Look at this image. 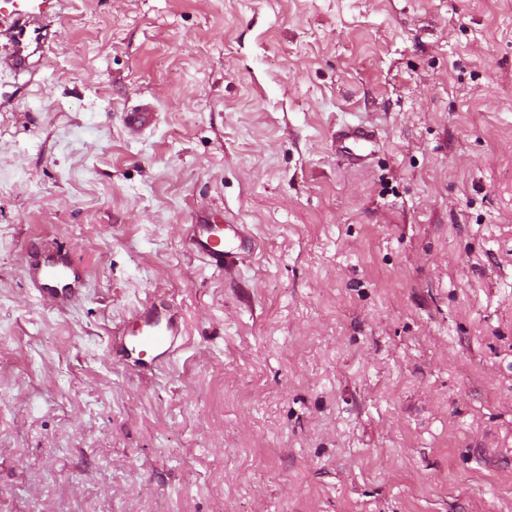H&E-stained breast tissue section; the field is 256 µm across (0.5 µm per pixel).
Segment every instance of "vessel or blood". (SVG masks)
Masks as SVG:
<instances>
[{"mask_svg":"<svg viewBox=\"0 0 512 512\" xmlns=\"http://www.w3.org/2000/svg\"><path fill=\"white\" fill-rule=\"evenodd\" d=\"M9 49L0 66L20 73L30 68L33 57L43 51L48 33L26 14H17L7 32ZM374 135L368 128L348 126L337 134V148L354 164L364 163ZM188 246L201 259L220 267H234L252 251L253 241L243 224H216L206 218L188 227ZM25 275L30 288L51 305L66 308L84 295L85 278L68 250L49 246L43 237L32 238L25 250ZM179 329L167 310L145 306L136 312V326L121 336L126 357L156 369L170 364L178 351Z\"/></svg>","mask_w":512,"mask_h":512,"instance_id":"1","label":"vessel or blood"}]
</instances>
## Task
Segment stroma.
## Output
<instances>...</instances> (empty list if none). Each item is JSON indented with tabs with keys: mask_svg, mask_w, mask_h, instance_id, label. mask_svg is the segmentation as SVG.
<instances>
[{
	"mask_svg": "<svg viewBox=\"0 0 512 512\" xmlns=\"http://www.w3.org/2000/svg\"><path fill=\"white\" fill-rule=\"evenodd\" d=\"M20 10L0 512H512V0H0V52ZM206 209L250 262L187 249ZM38 235L85 268L67 311ZM152 302L185 345L140 373L112 336ZM9 49L4 57H0V68L20 73L28 70L33 57L43 51L48 33L44 26H36L23 13H17L7 32ZM373 131L368 128L357 126H346L337 133V149L352 164L364 163L370 153H367L369 145L374 143ZM25 275L29 287L52 306H72L84 295L80 265L68 250L49 246L41 236L33 237L26 246Z\"/></svg>",
	"mask_w": 512,
	"mask_h": 512,
	"instance_id": "35a3bbf8",
	"label": "stroma"
}]
</instances>
